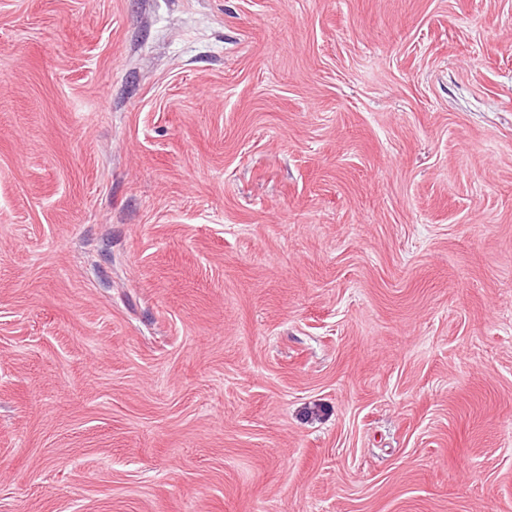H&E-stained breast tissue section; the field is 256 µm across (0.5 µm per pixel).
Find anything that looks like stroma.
I'll return each instance as SVG.
<instances>
[{"label":"stroma","instance_id":"35a3bbf8","mask_svg":"<svg viewBox=\"0 0 512 512\" xmlns=\"http://www.w3.org/2000/svg\"><path fill=\"white\" fill-rule=\"evenodd\" d=\"M0 512H512V0H0Z\"/></svg>","mask_w":512,"mask_h":512}]
</instances>
